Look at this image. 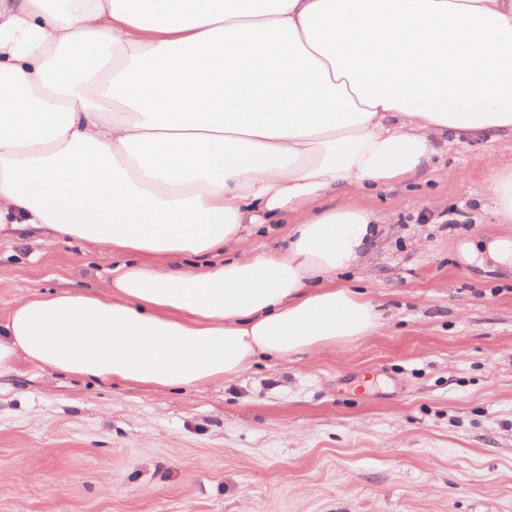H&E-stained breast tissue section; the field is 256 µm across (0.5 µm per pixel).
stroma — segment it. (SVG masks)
Here are the masks:
<instances>
[{"label": "stroma", "instance_id": "1", "mask_svg": "<svg viewBox=\"0 0 512 512\" xmlns=\"http://www.w3.org/2000/svg\"><path fill=\"white\" fill-rule=\"evenodd\" d=\"M343 280L383 327L231 380L158 391L48 367L0 377V512H512V243L486 191L512 139L437 143ZM120 255L0 232L22 291H107Z\"/></svg>", "mask_w": 512, "mask_h": 512}]
</instances>
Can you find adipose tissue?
Instances as JSON below:
<instances>
[{"label": "adipose tissue", "mask_w": 512, "mask_h": 512, "mask_svg": "<svg viewBox=\"0 0 512 512\" xmlns=\"http://www.w3.org/2000/svg\"><path fill=\"white\" fill-rule=\"evenodd\" d=\"M451 132L512 136V0H0V224L132 256L21 295L0 377L195 386L377 331L336 280L360 200ZM287 224H262L254 235L255 245L261 249L279 248L284 245Z\"/></svg>", "instance_id": "adipose-tissue-1"}]
</instances>
